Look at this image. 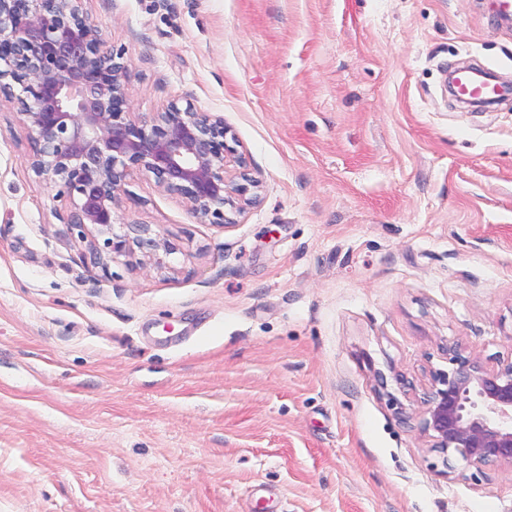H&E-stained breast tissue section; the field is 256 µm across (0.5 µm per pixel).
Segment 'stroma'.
<instances>
[{"label": "stroma", "mask_w": 512, "mask_h": 512, "mask_svg": "<svg viewBox=\"0 0 512 512\" xmlns=\"http://www.w3.org/2000/svg\"><path fill=\"white\" fill-rule=\"evenodd\" d=\"M133 109L222 116L261 182L199 224L153 176L111 277L0 101V512H512V467L419 430L446 346L512 357V83L492 0H84ZM451 77L454 80L455 87L461 95H468L475 99H491L490 97L501 96V90L498 86L476 82L470 71L466 68H453Z\"/></svg>", "instance_id": "1"}]
</instances>
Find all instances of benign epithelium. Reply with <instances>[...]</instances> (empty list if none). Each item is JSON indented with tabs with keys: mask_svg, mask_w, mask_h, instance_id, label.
<instances>
[{
	"mask_svg": "<svg viewBox=\"0 0 512 512\" xmlns=\"http://www.w3.org/2000/svg\"><path fill=\"white\" fill-rule=\"evenodd\" d=\"M83 0H0V99H16L33 133L30 167L59 187L64 220L103 275L117 256L136 269L173 270L176 246L151 224L115 232L124 186L137 174L182 200L199 224L236 223L259 182L228 144L224 118L173 101L131 112L123 54L104 52ZM21 87L15 94L14 85ZM452 372L433 373L420 429L430 447L470 464L512 467V359L489 366L448 346Z\"/></svg>",
	"mask_w": 512,
	"mask_h": 512,
	"instance_id": "obj_1",
	"label": "benign epithelium"
}]
</instances>
